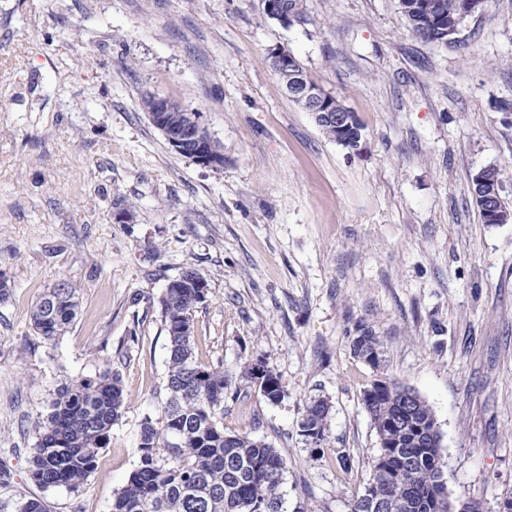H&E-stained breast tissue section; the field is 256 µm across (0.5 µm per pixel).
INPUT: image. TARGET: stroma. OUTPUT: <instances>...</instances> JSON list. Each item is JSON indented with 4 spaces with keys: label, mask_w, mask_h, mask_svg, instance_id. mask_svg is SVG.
Masks as SVG:
<instances>
[{
    "label": "stroma",
    "mask_w": 512,
    "mask_h": 512,
    "mask_svg": "<svg viewBox=\"0 0 512 512\" xmlns=\"http://www.w3.org/2000/svg\"><path fill=\"white\" fill-rule=\"evenodd\" d=\"M303 5L287 27L262 0H0V499L111 512L144 418L162 421L159 298L188 267L209 288L196 356L242 393L224 429L286 456L289 505L350 512L380 452L362 405L380 376L430 406L454 503L499 512L512 493V222L483 223L471 192L494 167L512 204V0H482L448 44L413 35L399 0ZM275 47L355 114L358 153L288 96ZM148 93L200 113L223 166L176 152ZM62 279L79 313L48 341L30 311ZM361 326L378 365L353 352ZM258 361L280 402L248 385ZM105 370L126 401L95 470L76 493L37 487L36 423L63 383ZM317 398L318 446L299 428ZM330 407L326 400L311 401L300 423V432L307 440L320 444L326 439L327 419Z\"/></svg>",
    "instance_id": "35a3bbf8"
}]
</instances>
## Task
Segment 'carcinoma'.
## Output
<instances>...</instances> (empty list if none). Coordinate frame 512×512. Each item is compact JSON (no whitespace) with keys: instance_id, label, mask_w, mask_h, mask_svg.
I'll use <instances>...</instances> for the list:
<instances>
[{"instance_id":"obj_1","label":"carcinoma","mask_w":512,"mask_h":512,"mask_svg":"<svg viewBox=\"0 0 512 512\" xmlns=\"http://www.w3.org/2000/svg\"><path fill=\"white\" fill-rule=\"evenodd\" d=\"M460 0H420L422 14L437 3L450 17ZM154 121L181 129L185 113L156 112ZM190 276L164 289L159 304L167 336L166 390L162 428L151 418L142 424L140 458L126 486L112 502V512H288L282 490L287 459L261 439L224 432V363L204 364L195 354L194 337L179 334L178 323L194 322L208 299L206 280L193 268ZM77 288L63 279L36 303L34 329L52 340L77 317ZM381 343L360 327L352 338L354 354L377 365ZM247 383L271 403L283 388H267L251 370ZM363 406L378 440L384 442L373 474L355 499L351 512H448L443 480L441 437L424 435L434 425L431 408L415 391L390 383L363 392ZM125 403L118 377L105 370L65 384L36 426L29 477L43 489L79 490L95 469L113 424ZM330 407L311 401L300 423L301 435L315 444L326 440ZM0 512H49L41 497L22 492L0 500Z\"/></svg>"}]
</instances>
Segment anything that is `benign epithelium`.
Returning a JSON list of instances; mask_svg holds the SVG:
<instances>
[{
	"mask_svg": "<svg viewBox=\"0 0 512 512\" xmlns=\"http://www.w3.org/2000/svg\"><path fill=\"white\" fill-rule=\"evenodd\" d=\"M481 0H462L460 14L456 20L448 21V16L436 8L430 16V25L441 38L453 32L458 22L465 16L476 11ZM265 14L277 20L284 26L301 23L296 10L285 0H265ZM270 65L285 86L288 95L302 107L310 112L318 126L334 131L335 141L342 147L357 152L360 148L361 137H352L350 131L356 122L355 116L350 112L336 111V99L325 93L322 89L310 82L296 69L293 56L282 48L269 51ZM165 138L178 152L191 154L194 161L206 167L219 166L214 158L212 149L213 138L201 122L198 112H188L182 129L176 133L167 128H161ZM475 181L480 187L479 199L483 206L493 214L499 224H507L512 220V214L501 210L498 205L500 179L498 170L486 167L475 174Z\"/></svg>",
	"mask_w": 512,
	"mask_h": 512,
	"instance_id": "1",
	"label": "benign epithelium"
}]
</instances>
